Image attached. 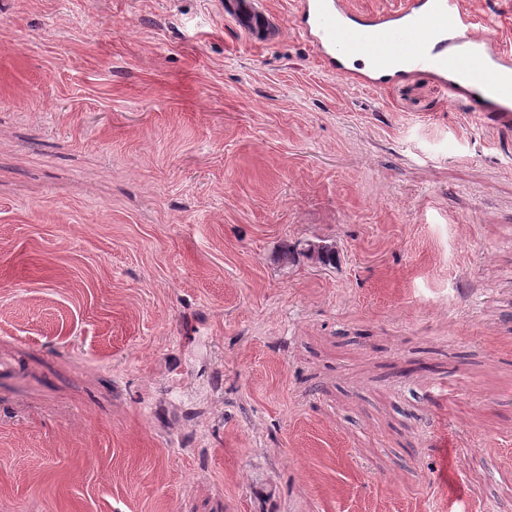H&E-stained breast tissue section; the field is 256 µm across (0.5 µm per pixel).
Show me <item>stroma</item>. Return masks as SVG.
Here are the masks:
<instances>
[{
	"instance_id": "stroma-1",
	"label": "stroma",
	"mask_w": 512,
	"mask_h": 512,
	"mask_svg": "<svg viewBox=\"0 0 512 512\" xmlns=\"http://www.w3.org/2000/svg\"><path fill=\"white\" fill-rule=\"evenodd\" d=\"M294 10L0 0V512H512V124Z\"/></svg>"
}]
</instances>
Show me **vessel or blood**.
<instances>
[{
    "label": "vessel or blood",
    "instance_id": "vessel-or-blood-1",
    "mask_svg": "<svg viewBox=\"0 0 512 512\" xmlns=\"http://www.w3.org/2000/svg\"><path fill=\"white\" fill-rule=\"evenodd\" d=\"M294 29L336 75L381 89L394 79L433 76L467 111L512 119V51L493 18L474 19L461 0H403L360 13L349 0H297Z\"/></svg>",
    "mask_w": 512,
    "mask_h": 512
}]
</instances>
